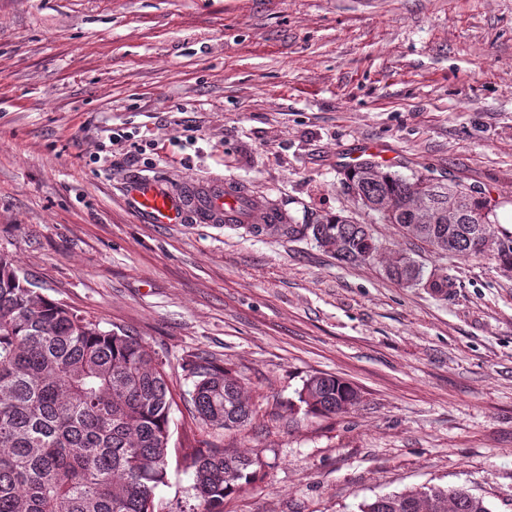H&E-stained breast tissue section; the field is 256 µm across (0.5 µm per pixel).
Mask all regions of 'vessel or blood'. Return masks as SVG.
<instances>
[{"label":"vessel or blood","mask_w":512,"mask_h":512,"mask_svg":"<svg viewBox=\"0 0 512 512\" xmlns=\"http://www.w3.org/2000/svg\"><path fill=\"white\" fill-rule=\"evenodd\" d=\"M126 193L134 211L150 224L241 223L238 204L244 193L232 181L188 182L172 190L163 181L144 178L127 182Z\"/></svg>","instance_id":"1"}]
</instances>
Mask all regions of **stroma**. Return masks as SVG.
I'll return each instance as SVG.
<instances>
[{
    "label": "stroma",
    "mask_w": 512,
    "mask_h": 512,
    "mask_svg": "<svg viewBox=\"0 0 512 512\" xmlns=\"http://www.w3.org/2000/svg\"><path fill=\"white\" fill-rule=\"evenodd\" d=\"M370 145L512 211V0H0V254L155 351L173 399L156 512L192 505L191 444L263 462L224 512H357L426 485L512 512V272L495 245L447 257L358 204L344 170ZM141 176L230 180L302 224L352 217L448 288L309 239L145 223L123 190ZM191 355L241 378L249 425L194 419ZM321 373L359 403L289 409ZM406 254L394 257L384 268L387 279L402 286H421L434 293L448 288V276L443 267L434 265L426 271L423 264Z\"/></svg>",
    "instance_id": "35a3bbf8"
}]
</instances>
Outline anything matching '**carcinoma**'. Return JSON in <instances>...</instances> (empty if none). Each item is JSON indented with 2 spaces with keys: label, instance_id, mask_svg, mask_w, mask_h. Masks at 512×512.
Here are the masks:
<instances>
[{
  "label": "carcinoma",
  "instance_id": "obj_1",
  "mask_svg": "<svg viewBox=\"0 0 512 512\" xmlns=\"http://www.w3.org/2000/svg\"><path fill=\"white\" fill-rule=\"evenodd\" d=\"M349 190L385 224L444 254L480 255L496 240L494 259L512 271V235H496V207L481 192L423 172L384 171L372 160L348 168ZM291 241L310 238L346 264L369 261L383 245L365 224L336 214L320 224H267ZM387 279L434 293L448 288L443 267L426 269L401 254ZM192 403L203 423L247 426L253 408L229 368L193 356ZM162 363L141 340L102 331L79 311L49 299L0 254V512H155L166 483L172 401ZM314 415L355 406L358 391L329 374L309 377L297 392ZM194 475L192 512H224V498L252 484L257 459L222 448H188ZM358 512H492L465 487L422 486L378 496Z\"/></svg>",
  "mask_w": 512,
  "mask_h": 512
}]
</instances>
